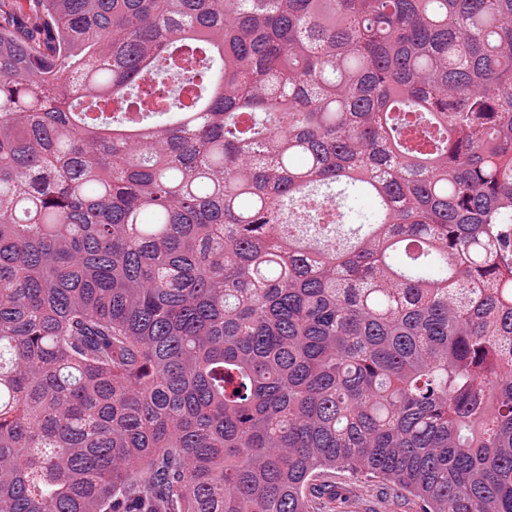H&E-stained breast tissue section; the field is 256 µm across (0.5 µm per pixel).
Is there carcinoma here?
Segmentation results:
<instances>
[{
    "mask_svg": "<svg viewBox=\"0 0 512 512\" xmlns=\"http://www.w3.org/2000/svg\"><path fill=\"white\" fill-rule=\"evenodd\" d=\"M35 2L0 512H512V0ZM342 211L346 213V221L349 224L367 222L365 216H369L367 207L348 190L339 200ZM345 497V512H415L412 503L391 496L379 482L364 479L344 469L329 470Z\"/></svg>",
    "mask_w": 512,
    "mask_h": 512,
    "instance_id": "cac0c4a2",
    "label": "carcinoma"
}]
</instances>
